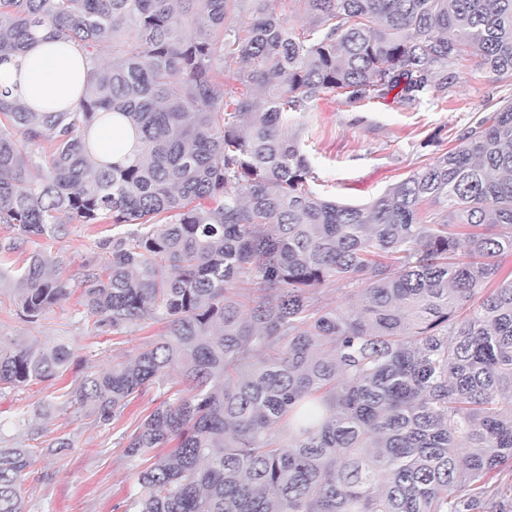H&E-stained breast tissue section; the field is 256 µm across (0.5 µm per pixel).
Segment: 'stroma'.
I'll return each instance as SVG.
<instances>
[{
  "instance_id": "stroma-1",
  "label": "stroma",
  "mask_w": 512,
  "mask_h": 512,
  "mask_svg": "<svg viewBox=\"0 0 512 512\" xmlns=\"http://www.w3.org/2000/svg\"><path fill=\"white\" fill-rule=\"evenodd\" d=\"M458 79L445 97L417 104L391 101L346 103L339 95L318 100L312 111L298 113L295 123L323 190L343 203L364 204L430 162L436 153L457 146L460 134L473 124L488 102L512 99V81H499L477 58L458 66ZM108 224H64L52 244L61 274L78 283L85 266L101 263L111 247ZM12 291H0V340L35 339L42 344L68 342L73 357L63 377L19 391L0 393V433L24 439L14 426L18 409L35 410L42 402L72 390L84 372L109 368L131 357L137 346L159 339L160 323L144 325L131 335L97 328L79 311L75 300L54 306L36 323L17 315ZM162 400L149 388L123 417L100 426L67 409L48 419H35L46 446L24 484L26 512H113L135 490V465L124 455V434Z\"/></svg>"
}]
</instances>
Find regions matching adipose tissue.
<instances>
[{
  "label": "adipose tissue",
  "instance_id": "ef3b65f1",
  "mask_svg": "<svg viewBox=\"0 0 512 512\" xmlns=\"http://www.w3.org/2000/svg\"><path fill=\"white\" fill-rule=\"evenodd\" d=\"M86 75L83 54L72 45L40 35L21 55L0 63V92H9L36 108L72 109ZM95 153L102 161L121 162L138 154L136 135L110 123L93 132Z\"/></svg>",
  "mask_w": 512,
  "mask_h": 512
}]
</instances>
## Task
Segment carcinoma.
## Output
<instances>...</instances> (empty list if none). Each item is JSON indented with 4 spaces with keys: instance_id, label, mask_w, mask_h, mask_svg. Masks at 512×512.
Instances as JSON below:
<instances>
[{
    "instance_id": "obj_1",
    "label": "carcinoma",
    "mask_w": 512,
    "mask_h": 512,
    "mask_svg": "<svg viewBox=\"0 0 512 512\" xmlns=\"http://www.w3.org/2000/svg\"><path fill=\"white\" fill-rule=\"evenodd\" d=\"M0 0V62L47 31L88 60L71 111L0 93V224L133 225L87 267L98 328L163 322L63 404L107 426L172 378L127 437L124 512H500L512 466V102L366 204L326 198L294 114L338 94L413 104L470 56L512 79V0ZM309 18L287 22L284 4ZM119 117L137 158L99 162ZM49 151L37 156L36 145ZM425 204L437 208L422 222ZM35 323L73 293L43 246L0 285ZM358 282L342 311L316 294ZM483 292L476 307L469 306ZM64 344L0 341V391L55 379ZM0 446V512H23L40 444Z\"/></svg>"
}]
</instances>
